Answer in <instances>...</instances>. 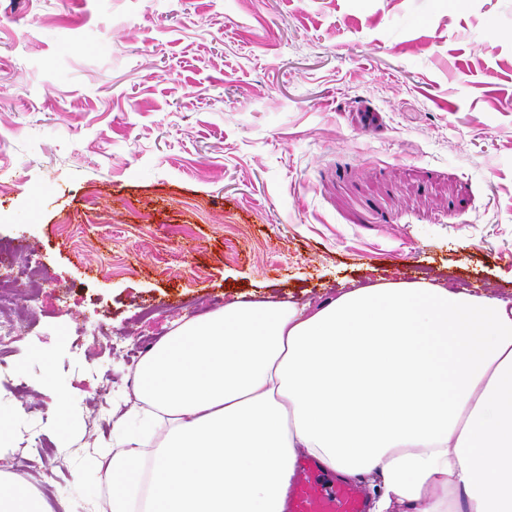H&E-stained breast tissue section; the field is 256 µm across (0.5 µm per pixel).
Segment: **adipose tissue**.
I'll return each instance as SVG.
<instances>
[{"mask_svg":"<svg viewBox=\"0 0 512 512\" xmlns=\"http://www.w3.org/2000/svg\"><path fill=\"white\" fill-rule=\"evenodd\" d=\"M134 394L96 462L110 512H286L303 456L370 476V512H512V300L427 281L238 298L148 349ZM161 423L140 509L125 474Z\"/></svg>","mask_w":512,"mask_h":512,"instance_id":"1","label":"adipose tissue"}]
</instances>
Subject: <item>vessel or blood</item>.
Instances as JSON below:
<instances>
[{"instance_id":"b4317fda","label":"vessel or blood","mask_w":512,"mask_h":512,"mask_svg":"<svg viewBox=\"0 0 512 512\" xmlns=\"http://www.w3.org/2000/svg\"><path fill=\"white\" fill-rule=\"evenodd\" d=\"M288 512H365L359 489L322 471L312 460H299L289 491Z\"/></svg>"}]
</instances>
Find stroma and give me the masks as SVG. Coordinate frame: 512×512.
<instances>
[{"mask_svg":"<svg viewBox=\"0 0 512 512\" xmlns=\"http://www.w3.org/2000/svg\"><path fill=\"white\" fill-rule=\"evenodd\" d=\"M0 240L41 269L0 473L98 512L130 349L237 297L512 299V0H0Z\"/></svg>","mask_w":512,"mask_h":512,"instance_id":"35a3bbf8","label":"stroma"}]
</instances>
